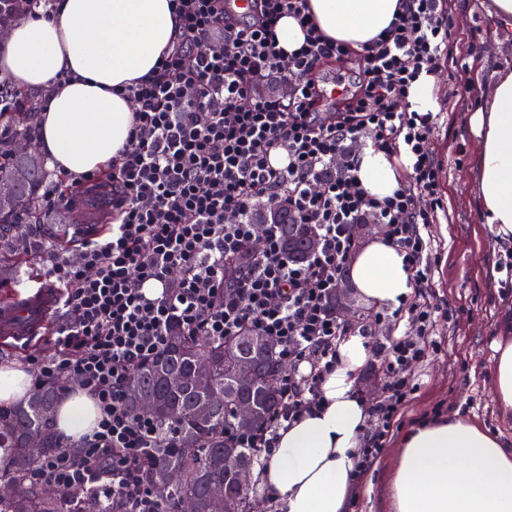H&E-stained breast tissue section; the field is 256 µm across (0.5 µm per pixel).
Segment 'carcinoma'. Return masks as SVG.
Segmentation results:
<instances>
[{"label": "carcinoma", "mask_w": 512, "mask_h": 512, "mask_svg": "<svg viewBox=\"0 0 512 512\" xmlns=\"http://www.w3.org/2000/svg\"><path fill=\"white\" fill-rule=\"evenodd\" d=\"M35 102L25 110L1 112L0 128L7 137L0 136V181L15 183V195L11 205L0 206V246L13 248L23 237L26 226L32 224L61 223L44 213L42 196L39 194L46 178L44 160L28 159L18 154L14 140L28 137L32 131ZM280 239L284 251L295 255L300 240L295 227L286 221L279 224ZM238 337L222 341H205L191 336L176 326L172 330L165 350L133 371L127 395V405L137 412L134 397L144 391L152 394L158 404L153 419L161 427L174 423L179 428L177 441L170 446L155 449V464L151 470L156 482L169 467H179L187 474L186 483L171 488L162 497L164 512H177L179 502L186 496L194 497L198 512H208L210 497L224 489V482L232 479V472L224 470V430L237 425L234 407L240 396L237 387L224 378V349L237 345ZM202 358L215 364L211 384L201 388L196 384V365ZM277 361V355L265 356L254 383L249 389L259 414L255 428L263 427L278 403L277 391L269 389L267 372ZM177 375L182 386L172 389L167 378ZM223 397L215 403L211 414L200 419L195 409L212 393ZM59 398V385L46 383L35 389L29 399L9 409L0 408V448L11 449L10 463L0 474L12 488V492L0 496V512H114L112 503L100 502L84 496L75 498L60 493L50 496L44 487L33 479L42 461L51 456L61 441L53 428V413ZM34 432L45 436V448L35 452L27 447V440Z\"/></svg>", "instance_id": "1"}]
</instances>
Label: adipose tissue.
<instances>
[{"label":"adipose tissue","mask_w":512,"mask_h":512,"mask_svg":"<svg viewBox=\"0 0 512 512\" xmlns=\"http://www.w3.org/2000/svg\"><path fill=\"white\" fill-rule=\"evenodd\" d=\"M401 0H307L323 34L360 48L391 24ZM178 31L170 0H56L51 17L18 21L0 43V77L43 96L36 124L53 167L82 175L109 163L125 145L134 105L120 90L151 76ZM67 75L57 84L58 75ZM479 139L481 220L512 239V71L494 73L487 103L470 118ZM368 195L398 188L408 154L374 146L359 154ZM353 288L371 304L398 306L412 291L402 254L383 237L352 258ZM371 351L365 337H346L338 362L319 384L320 408L282 430L263 486L278 512H341L368 420L355 382ZM100 417L91 395L62 396L56 427L79 439ZM391 485L393 512H512V452L461 418L408 430Z\"/></svg>","instance_id":"adipose-tissue-1"}]
</instances>
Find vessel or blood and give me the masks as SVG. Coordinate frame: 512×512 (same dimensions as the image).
<instances>
[{
  "mask_svg": "<svg viewBox=\"0 0 512 512\" xmlns=\"http://www.w3.org/2000/svg\"><path fill=\"white\" fill-rule=\"evenodd\" d=\"M60 298V289L47 281L32 291L0 296V345L18 349L48 339Z\"/></svg>",
  "mask_w": 512,
  "mask_h": 512,
  "instance_id": "obj_1",
  "label": "vessel or blood"
}]
</instances>
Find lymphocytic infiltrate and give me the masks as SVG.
<instances>
[{
    "mask_svg": "<svg viewBox=\"0 0 512 512\" xmlns=\"http://www.w3.org/2000/svg\"><path fill=\"white\" fill-rule=\"evenodd\" d=\"M232 2L171 0L178 36L154 75L124 88L135 105L133 126L107 175L65 174L43 195L52 213L74 206L84 187H106L112 222L81 238L75 257H56L47 268L61 290L56 353L28 362L38 382L73 381L91 392L101 416L92 434L63 444L35 477L70 495L112 501L118 512H161L147 472L152 449L176 432L132 413L126 392L133 368L164 347L172 324L210 340L251 329L277 342L290 372L268 428L228 433L232 447L253 449L264 468L279 430L317 410L318 386L354 331L329 307L357 250L352 228L368 217L382 224L413 288L388 315L389 336L371 344L384 386L364 401L373 427L357 451L354 506L420 388L419 369L445 349L440 321L458 318L434 303L430 286V227L447 207L435 117L408 109L424 73L447 72L460 100L473 97L446 0H403L391 25L359 50L323 35L307 0H254L246 16L234 14ZM285 14L306 33L288 56L275 31ZM352 56L358 91L336 111H322L318 67ZM280 73L288 94H261ZM358 141L412 156L392 196H368L360 185L351 148ZM275 153L286 165L272 164ZM260 200L287 204L296 223L315 225L319 243L305 263L283 253L277 225L252 224ZM258 232L264 244L254 252L249 242ZM150 282L161 285L158 296H147Z\"/></svg>",
    "mask_w": 512,
    "mask_h": 512,
    "instance_id": "f902f5d3",
    "label": "lymphocytic infiltrate"
}]
</instances>
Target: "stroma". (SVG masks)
I'll return each mask as SVG.
<instances>
[{"label": "stroma", "instance_id": "35a3bbf8", "mask_svg": "<svg viewBox=\"0 0 512 512\" xmlns=\"http://www.w3.org/2000/svg\"><path fill=\"white\" fill-rule=\"evenodd\" d=\"M490 9L491 0H457L454 9L460 49L472 67L481 104L492 74L512 69V41H502ZM437 87L436 152L448 209L446 221L432 227L431 288L436 302L456 309L458 319L452 326L440 322L448 352L421 369V388L404 423L410 426L436 414L457 416L495 434L512 450V413L502 412L492 392L496 348L512 342V275L501 267L512 247L480 222L478 140L470 126L474 109L458 104L447 75H440ZM19 251L22 264L0 268V294L26 290L46 276L48 249L25 243ZM399 453L397 442H390L362 489L358 512H392L390 487Z\"/></svg>", "mask_w": 512, "mask_h": 512}]
</instances>
